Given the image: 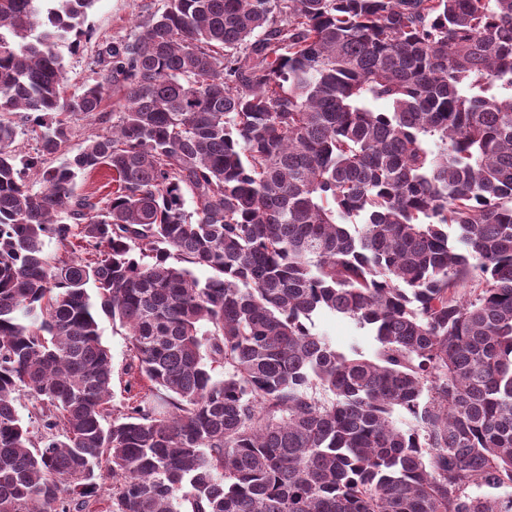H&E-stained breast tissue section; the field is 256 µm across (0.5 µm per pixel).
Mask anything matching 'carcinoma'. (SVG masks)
Segmentation results:
<instances>
[{"label": "carcinoma", "instance_id": "carcinoma-1", "mask_svg": "<svg viewBox=\"0 0 512 512\" xmlns=\"http://www.w3.org/2000/svg\"><path fill=\"white\" fill-rule=\"evenodd\" d=\"M94 2L0 0V512H512V0H164L68 96ZM115 98L116 96L113 97L110 91L99 114L92 117H77L78 119L73 120L68 148L69 156L76 153L86 139L112 129V103ZM107 175H109V171L106 168H102L92 174L79 178L75 191L79 194L96 193L97 197L105 196L109 191H112V184L104 187L109 179ZM99 329L103 345L108 349L112 356L114 375L112 381V392L114 403L119 404L127 397L124 388L126 381L130 378L124 374L127 363L128 336L124 328L117 323L113 326L112 319L103 313L99 314ZM314 332L326 336L336 344V348L349 352L356 342L366 357H373L376 343L370 328L360 329L349 319L338 317L329 312H321L313 316Z\"/></svg>", "mask_w": 512, "mask_h": 512}]
</instances>
